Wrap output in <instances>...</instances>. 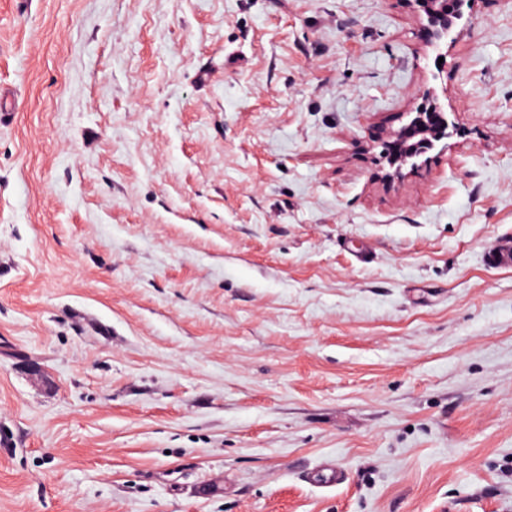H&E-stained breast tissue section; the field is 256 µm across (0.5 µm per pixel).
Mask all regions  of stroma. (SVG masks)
<instances>
[{
	"mask_svg": "<svg viewBox=\"0 0 512 512\" xmlns=\"http://www.w3.org/2000/svg\"><path fill=\"white\" fill-rule=\"evenodd\" d=\"M426 26L0 0V512H512V0ZM411 127L415 129L418 136H421V141L431 146L434 142L448 137V126L442 118L439 123L433 124L427 120L423 112H419L412 120Z\"/></svg>",
	"mask_w": 512,
	"mask_h": 512,
	"instance_id": "35a3bbf8",
	"label": "stroma"
}]
</instances>
